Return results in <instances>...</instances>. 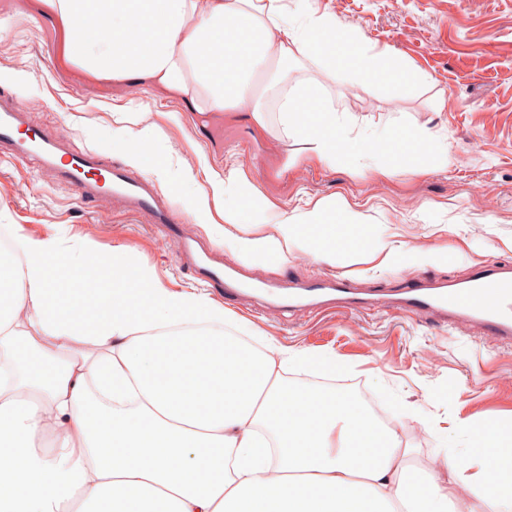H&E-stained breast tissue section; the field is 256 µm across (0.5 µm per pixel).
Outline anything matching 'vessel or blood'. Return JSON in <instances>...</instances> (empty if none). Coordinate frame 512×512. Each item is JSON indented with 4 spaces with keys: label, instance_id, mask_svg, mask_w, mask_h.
I'll use <instances>...</instances> for the list:
<instances>
[{
    "label": "vessel or blood",
    "instance_id": "b4317fda",
    "mask_svg": "<svg viewBox=\"0 0 512 512\" xmlns=\"http://www.w3.org/2000/svg\"><path fill=\"white\" fill-rule=\"evenodd\" d=\"M24 108L0 96V145L12 146L16 154L39 161L75 186L79 197L118 196L148 223L164 227L178 254L206 282L232 297L251 296L267 311H315L333 304L355 308L370 303H389L406 312L433 313L451 321L465 322L501 340L512 342V267L495 262L477 266L462 280L434 285L409 280L396 289L366 292L352 288L348 280H316L302 284L293 280L266 284L264 291L246 284L240 271L225 270L222 261L186 236L176 214L161 207L149 181L100 163L86 151L67 148L65 135H50L37 125H24Z\"/></svg>",
    "mask_w": 512,
    "mask_h": 512
}]
</instances>
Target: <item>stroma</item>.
<instances>
[{"instance_id": "stroma-1", "label": "stroma", "mask_w": 512, "mask_h": 512, "mask_svg": "<svg viewBox=\"0 0 512 512\" xmlns=\"http://www.w3.org/2000/svg\"><path fill=\"white\" fill-rule=\"evenodd\" d=\"M344 26L404 58L432 81L414 95L393 98L373 87L348 95L340 78L317 71L337 110L366 134L406 129L447 144L450 164L422 175L372 176L365 160L328 167L303 160L289 165L294 140H278L255 128L243 113L200 117L176 99L151 88L96 81L59 68L53 19L33 0H0V91L19 102L42 103L30 122L104 164L124 166L112 146L113 113L139 112L157 129L156 147L181 165L208 167L245 179L275 209L296 212L342 195L361 204L362 239L379 238L397 250L393 266L352 264L344 257L288 263L242 255L235 237L265 234L264 224H230L224 236L185 207L192 193L179 172L152 179L161 202L180 210L185 232L218 248L225 266L260 280L351 279L359 288H395L405 279L450 282L486 261L512 266V0H314ZM17 224L37 237L66 244L89 242L103 254L135 248L160 284L173 291L200 287L181 264L174 242L142 222L123 200H80L68 183L33 162L0 148V225ZM231 312L238 301L210 289ZM245 327L288 347L331 351L334 368L288 369L289 385L341 387L368 392L392 418L415 414L435 427L410 437L412 462L431 467L441 449L453 446V418L475 417L481 428L512 423V346L480 330L433 315L410 316L386 304L350 312L241 313ZM436 356L424 367L425 351Z\"/></svg>"}]
</instances>
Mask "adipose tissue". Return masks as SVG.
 Instances as JSON below:
<instances>
[{
  "mask_svg": "<svg viewBox=\"0 0 512 512\" xmlns=\"http://www.w3.org/2000/svg\"><path fill=\"white\" fill-rule=\"evenodd\" d=\"M59 22L64 62L101 79L162 88L194 112H245L329 167L352 153L371 173L410 169L424 139L366 138L326 103L302 62L351 86L399 97L428 83L368 45L313 0H41ZM280 97L269 120L261 89ZM224 221L268 215L272 234L238 250L287 260L388 263L387 243L337 239L357 230V203L330 197L271 212L248 183L212 172L187 200ZM231 311L205 292L159 287L124 247L101 255L14 227L0 242V512H512V448L490 430L482 447L412 465L404 422H380L356 397L286 386L281 370L332 353L277 347L269 356L225 333ZM52 436L54 446L41 448Z\"/></svg>",
  "mask_w": 512,
  "mask_h": 512,
  "instance_id": "ef3b65f1",
  "label": "adipose tissue"
}]
</instances>
